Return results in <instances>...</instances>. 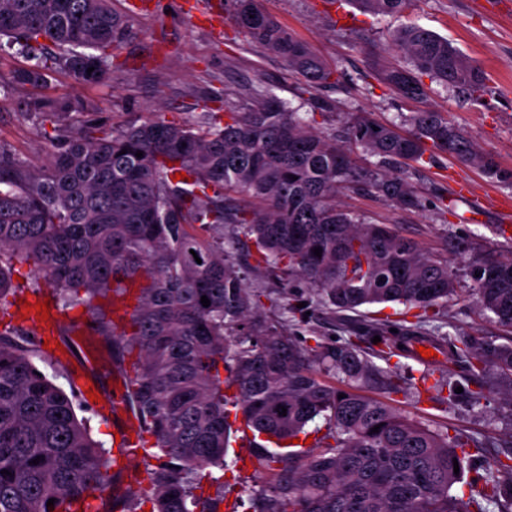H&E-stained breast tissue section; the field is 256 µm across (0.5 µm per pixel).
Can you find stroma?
<instances>
[{
  "label": "stroma",
  "mask_w": 512,
  "mask_h": 512,
  "mask_svg": "<svg viewBox=\"0 0 512 512\" xmlns=\"http://www.w3.org/2000/svg\"><path fill=\"white\" fill-rule=\"evenodd\" d=\"M152 15L134 19L137 35L115 52L114 69L105 84H75L68 74H54L45 93L50 97L78 96L96 107L101 119L120 124L156 113L175 123H199L207 111H216L224 98L244 101L252 87L266 86L297 108L303 118L314 119L318 129L341 133L346 112L365 110L377 121H396L398 113L414 110L380 79L376 61L384 56L393 30L417 24L448 39L478 65L487 78L488 93L481 101L468 100L456 88L430 82L427 107L447 114L483 151L495 155L501 168L512 173V0H414L399 16H371L351 0H263L264 8L296 37L336 67L339 85L310 92L288 73L282 59L250 39L228 20L227 11L209 16L211 0H196L185 10L184 0H156ZM29 60L17 52L0 53V148L35 164L49 154L38 124L24 115L21 106L32 96L30 87L10 81L13 69ZM339 102V110L321 112L319 99ZM471 184V195L455 200L447 214H438L437 195L451 194L455 180ZM411 181L422 195V209L405 211L374 194L343 196L345 206L369 220L397 225L403 235L427 248L437 247L447 233L480 239L487 253L512 255V240L498 236L503 218L501 203H512V180L498 182L477 169L442 154L420 161ZM224 254L240 267L248 288L256 290L261 310L280 317L290 299H304V283L287 272L270 274L257 265L256 248L248 236L232 226L224 228ZM459 294L442 309L444 332L498 336L502 330L474 311L471 283L459 279ZM353 321L340 320L317 306L307 318L285 322L288 333L315 345L347 337ZM82 346L97 361L96 392L113 396L124 382L129 364L118 363L106 341L85 334ZM391 402L410 419L449 434L462 431L484 440L475 459L483 465L512 458V399L502 387L485 391L479 408L469 402L439 403L428 395H392ZM251 430L242 428L231 439L230 455L240 456L238 465L224 471L220 481L205 485L206 495H224L226 500L248 496L262 479L247 467Z\"/></svg>",
  "instance_id": "stroma-1"
}]
</instances>
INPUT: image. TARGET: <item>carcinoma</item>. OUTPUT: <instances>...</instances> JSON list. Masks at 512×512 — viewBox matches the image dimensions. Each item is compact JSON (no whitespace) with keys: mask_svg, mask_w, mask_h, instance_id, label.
<instances>
[{"mask_svg":"<svg viewBox=\"0 0 512 512\" xmlns=\"http://www.w3.org/2000/svg\"><path fill=\"white\" fill-rule=\"evenodd\" d=\"M355 2L390 16L413 0ZM115 3L0 0V40L42 52L14 70L11 82L43 88L58 71L87 85L106 82L112 51L136 35L131 14ZM232 5L234 25L308 87L338 83L335 70L261 0ZM49 45L56 52L43 54ZM388 49L411 60L409 68L379 64L381 80L402 98L427 97L424 76L472 101L486 91L484 72L424 27L393 31ZM92 59L93 76L86 69ZM23 111L43 130L50 161L37 166L0 148V311L13 306L7 297L15 259L32 262L63 308H87L115 359L130 362L123 402L139 423L134 452L158 464L139 494L115 493L103 450L75 411L74 402L86 407L88 400L78 399L74 381L67 394L47 379L35 363L52 358L44 339L8 322L0 327V512H74L75 504L98 512L88 503L95 491L107 512H219L222 500L198 489L214 480L211 469L226 467L232 409L252 430L257 471L278 464L249 498L252 512H490L492 504L512 503V465L466 467L457 452L482 448L481 440L431 430L364 394L369 387L386 396L405 390L397 367L374 359L390 361L412 333L448 347L450 362L474 359L470 379L512 385V345L427 327L458 296L456 262L472 282L478 314L512 329V258L487 256L471 236H447L428 252L393 225L371 223L336 201L345 189L367 190L402 210L420 209L409 172L428 151L491 179L512 178L443 113L401 114L410 126L403 133L367 111L349 112L338 137L315 129L264 86L245 105L224 101V115L210 112L203 125L148 116L108 128L90 118L89 103L37 94ZM356 149L374 162L357 167ZM181 172L185 179H175ZM226 224L254 237L267 270L305 280L330 312L398 303L418 310L413 327L368 316L365 336L314 348L299 342L259 314V295L224 257ZM134 280L137 305L120 331L93 300L125 294ZM458 386L454 374L443 373L433 389L448 390L449 403L465 393L480 404L481 392L465 387L459 394ZM310 436L308 450L293 451L291 440ZM256 437L281 452L268 453ZM464 480L484 485L480 497L453 494Z\"/></svg>","mask_w":512,"mask_h":512,"instance_id":"cac0c4a2","label":"carcinoma"}]
</instances>
